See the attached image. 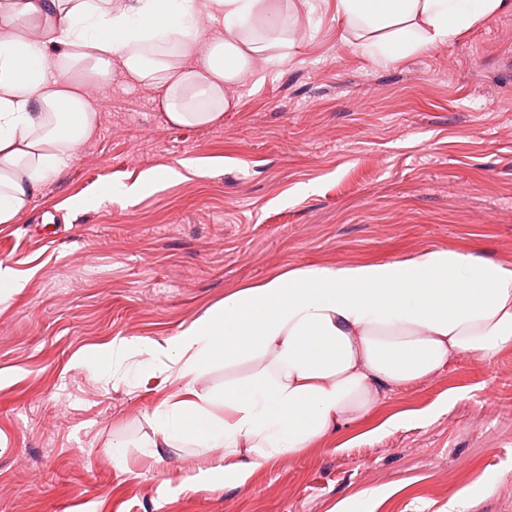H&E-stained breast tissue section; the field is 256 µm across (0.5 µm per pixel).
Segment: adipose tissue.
<instances>
[{
  "mask_svg": "<svg viewBox=\"0 0 512 512\" xmlns=\"http://www.w3.org/2000/svg\"><path fill=\"white\" fill-rule=\"evenodd\" d=\"M0 0V224L57 178L95 131L85 97L113 75L154 87L171 124L208 127L238 105L257 66L313 28L311 0ZM349 41L378 60L466 35L512 0H336ZM220 23L208 31L198 18ZM512 348V265L430 249L400 259L297 266L226 294L163 341L79 353L102 371L133 355L178 384L144 421V453L199 447L196 478L246 485L371 416L387 393L453 359ZM223 388L205 387L213 368ZM243 375H236V368Z\"/></svg>",
  "mask_w": 512,
  "mask_h": 512,
  "instance_id": "1",
  "label": "adipose tissue"
}]
</instances>
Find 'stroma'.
I'll use <instances>...</instances> for the list:
<instances>
[{
	"label": "stroma",
	"mask_w": 512,
	"mask_h": 512,
	"mask_svg": "<svg viewBox=\"0 0 512 512\" xmlns=\"http://www.w3.org/2000/svg\"><path fill=\"white\" fill-rule=\"evenodd\" d=\"M312 37L214 126L170 124L157 89L114 78L67 169L13 223L0 265V512H512V349L387 394L367 421L248 485L196 482L194 449L151 457L143 417L176 383L127 358L225 294L297 265L459 249L512 264V12L463 39L374 62L318 0ZM429 412L426 422L387 418Z\"/></svg>",
	"instance_id": "stroma-1"
}]
</instances>
